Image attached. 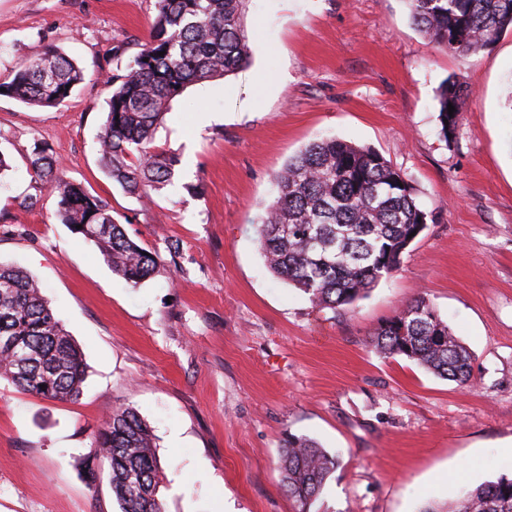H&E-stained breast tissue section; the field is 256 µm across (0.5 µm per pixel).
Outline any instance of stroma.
Instances as JSON below:
<instances>
[{"mask_svg": "<svg viewBox=\"0 0 512 512\" xmlns=\"http://www.w3.org/2000/svg\"><path fill=\"white\" fill-rule=\"evenodd\" d=\"M155 0H0V82L57 48L84 70L55 108L0 95V263L42 284L84 354L76 401L0 382V512H120L109 466L85 465L112 411L153 430L166 512H297L278 455L288 435L338 464L319 512H418L512 475V32L462 60L410 19L407 0H248L250 61L188 87L155 133L179 163L152 203L105 172L101 78L150 36ZM470 90L452 140L445 79ZM337 136L377 150L435 219L397 272L352 308L312 305L275 278L256 243L272 176ZM108 202L163 268L129 287L60 223L31 177L34 145ZM472 353L459 389L368 339L418 295Z\"/></svg>", "mask_w": 512, "mask_h": 512, "instance_id": "stroma-1", "label": "stroma"}]
</instances>
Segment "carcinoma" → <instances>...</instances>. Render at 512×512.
<instances>
[{
    "mask_svg": "<svg viewBox=\"0 0 512 512\" xmlns=\"http://www.w3.org/2000/svg\"><path fill=\"white\" fill-rule=\"evenodd\" d=\"M419 31L440 49L466 59L512 30V0H407ZM153 31L121 75L105 77L107 116L100 134L106 172L124 192L146 200L172 182L174 157L154 137L170 102L199 82L222 78L252 55L244 33V0H155ZM84 78L64 52L16 67L0 89L20 102L57 107ZM466 91L449 79L438 95L440 133L455 135ZM455 107L448 114V105ZM32 177L57 198L58 218L92 242L112 271L137 287L160 269L112 218L107 202L68 181L57 159L35 146ZM274 199L257 230L266 267L316 306L353 305L399 268L403 253L433 220L405 175L381 153L338 137L308 144L273 176ZM369 345L386 357H405L461 388L473 385L471 352L424 296L386 319ZM82 351L27 272L0 264V379L44 399L82 395ZM96 451L111 467L120 512H165L158 497L161 464L150 426L131 407L119 408L96 435ZM283 488L311 512L336 458L295 435L281 448ZM448 512H512V477L479 484Z\"/></svg>",
    "mask_w": 512,
    "mask_h": 512,
    "instance_id": "obj_1",
    "label": "carcinoma"
}]
</instances>
